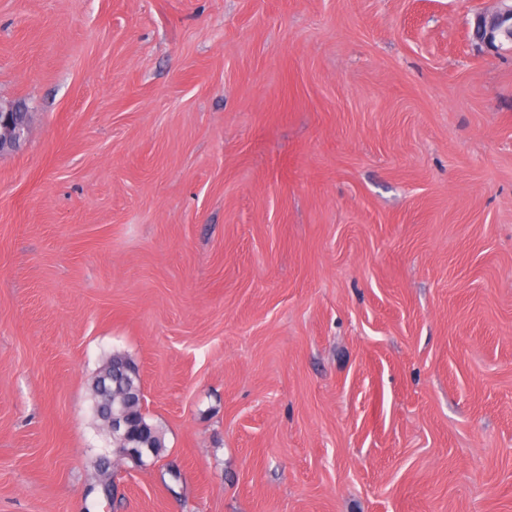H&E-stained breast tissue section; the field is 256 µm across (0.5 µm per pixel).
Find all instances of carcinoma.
Here are the masks:
<instances>
[{"label": "carcinoma", "mask_w": 512, "mask_h": 512, "mask_svg": "<svg viewBox=\"0 0 512 512\" xmlns=\"http://www.w3.org/2000/svg\"><path fill=\"white\" fill-rule=\"evenodd\" d=\"M130 367L135 369L136 364L121 353L112 354L104 363L92 384L93 414L97 421H103L107 402L114 408L122 409L139 428L135 429L134 438L127 443L112 440L114 453L137 463H143L147 459L156 461L161 458L165 447L164 434L144 412L139 372H129ZM90 467L95 475L92 490L99 491L108 499L113 498L111 457L107 454L97 455L91 460Z\"/></svg>", "instance_id": "obj_1"}]
</instances>
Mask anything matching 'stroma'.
I'll return each mask as SVG.
<instances>
[{"label":"stroma","instance_id":"1","mask_svg":"<svg viewBox=\"0 0 512 512\" xmlns=\"http://www.w3.org/2000/svg\"><path fill=\"white\" fill-rule=\"evenodd\" d=\"M497 0H0V512H512ZM165 450L89 466L103 360ZM503 7L493 13H486L480 17L477 26V35L488 47L496 49V41L501 39L512 41V4L509 0L500 1ZM24 112H4L0 108V153L10 150L19 144L27 129V112L22 103H17ZM90 467L95 475V484L92 490H97L107 499H112V459L110 455L100 454L95 456L90 462Z\"/></svg>","mask_w":512,"mask_h":512}]
</instances>
